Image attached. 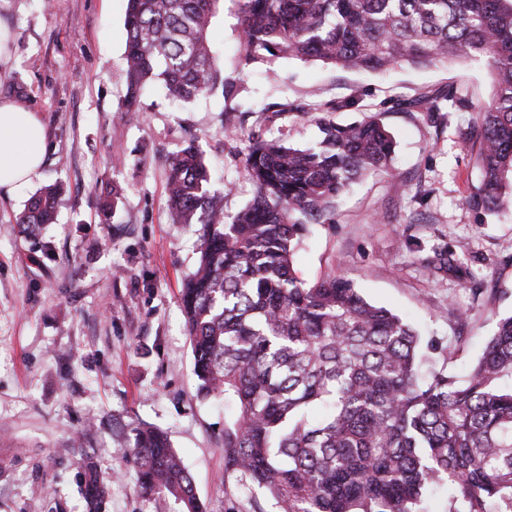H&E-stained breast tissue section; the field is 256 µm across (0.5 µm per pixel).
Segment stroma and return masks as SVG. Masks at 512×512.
I'll return each mask as SVG.
<instances>
[{
	"label": "stroma",
	"instance_id": "1",
	"mask_svg": "<svg viewBox=\"0 0 512 512\" xmlns=\"http://www.w3.org/2000/svg\"><path fill=\"white\" fill-rule=\"evenodd\" d=\"M125 12L126 0H0V100L11 97L4 81L24 86L47 134L34 186L62 187L57 222L36 241L15 223L29 195L0 193V512H84L86 457L112 485L106 512H182L171 497L139 491L116 441L141 422L168 432L204 512H253L224 476V402L202 398L193 373L180 291L196 264L197 227L169 218V162L196 140L215 188L234 185L230 216L254 187L244 145L226 127L307 146L330 103L353 100L332 114L343 124L381 113L397 143L394 174L353 186L334 223L313 226L297 269L309 281L351 279L422 336L455 346L448 369L463 375L497 316L512 313V214L467 204L481 172L463 133L490 99L491 77L482 61L384 75L288 58L248 64L227 16L212 40L236 98L184 104L156 87L124 112ZM444 86L469 109L438 122L406 111ZM110 183L125 192L106 216ZM440 244L465 247L469 274H429L423 260Z\"/></svg>",
	"mask_w": 512,
	"mask_h": 512
}]
</instances>
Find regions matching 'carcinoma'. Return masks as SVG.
Here are the masks:
<instances>
[{
    "instance_id": "carcinoma-1",
    "label": "carcinoma",
    "mask_w": 512,
    "mask_h": 512,
    "mask_svg": "<svg viewBox=\"0 0 512 512\" xmlns=\"http://www.w3.org/2000/svg\"><path fill=\"white\" fill-rule=\"evenodd\" d=\"M231 14L245 63L293 58L353 71L425 69L482 58L491 99L473 124L482 170L467 203L512 207V0H127V91L134 112L156 83L183 103L221 91L211 42ZM454 92L429 90L408 107L433 117ZM320 137L296 148L247 137L252 201L227 218L195 142L170 163L175 224H198L199 257L182 306L199 393L224 398V477L274 501L279 512H427L431 488H448V512H512V314L464 379L447 348L423 341L399 313L368 301L353 281L300 278L296 254L312 224L370 171L390 168L396 142L381 114L348 125L319 120ZM46 187L15 218L29 238L55 223ZM437 274L462 271L438 246ZM146 495L202 512L191 474L167 435L140 423L124 436ZM88 512H104L108 487L92 463L80 472Z\"/></svg>"
}]
</instances>
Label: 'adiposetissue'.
<instances>
[{"instance_id":"adipose-tissue-1","label":"adipose tissue","mask_w":512,"mask_h":512,"mask_svg":"<svg viewBox=\"0 0 512 512\" xmlns=\"http://www.w3.org/2000/svg\"><path fill=\"white\" fill-rule=\"evenodd\" d=\"M47 137L39 116L11 101H0V191L14 195L40 176Z\"/></svg>"}]
</instances>
